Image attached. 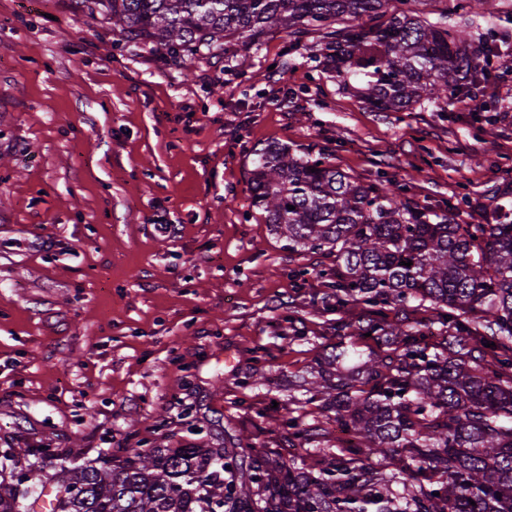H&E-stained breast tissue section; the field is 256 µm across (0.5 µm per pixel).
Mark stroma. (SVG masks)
I'll return each instance as SVG.
<instances>
[{
  "mask_svg": "<svg viewBox=\"0 0 512 512\" xmlns=\"http://www.w3.org/2000/svg\"><path fill=\"white\" fill-rule=\"evenodd\" d=\"M319 34L164 62L74 0H0V455L60 458L203 445L225 435L313 463L273 421L320 418L298 387L335 344L312 274L249 217L271 141L482 224L512 189V58L491 61L487 127L466 96L374 112L325 72Z\"/></svg>",
  "mask_w": 512,
  "mask_h": 512,
  "instance_id": "35a3bbf8",
  "label": "stroma"
}]
</instances>
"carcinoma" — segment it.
Wrapping results in <instances>:
<instances>
[{
    "instance_id": "cac0c4a2",
    "label": "carcinoma",
    "mask_w": 512,
    "mask_h": 512,
    "mask_svg": "<svg viewBox=\"0 0 512 512\" xmlns=\"http://www.w3.org/2000/svg\"><path fill=\"white\" fill-rule=\"evenodd\" d=\"M390 2L76 0L125 43L180 63L221 49L243 62L267 35L286 34L293 49L318 31L325 70L376 112L409 111L489 79L498 45L496 16L479 11L487 0L434 21L411 9L390 14ZM363 17L382 22L355 24ZM478 17L486 39L468 32ZM254 156L249 212L289 253L334 258L336 268L317 274L336 309L366 311L351 335L388 347L365 354L339 342L321 356L316 395L324 419L349 434L346 446L316 449L309 467L228 434L222 448H132L114 463L63 458L48 478L0 471V512H33L46 478L56 486L53 512H512L508 198L492 223L461 224L453 209L437 213L386 176L363 181L323 154L273 142ZM413 303L431 312L424 327L390 318ZM276 426L290 444L325 431L296 417Z\"/></svg>"
}]
</instances>
